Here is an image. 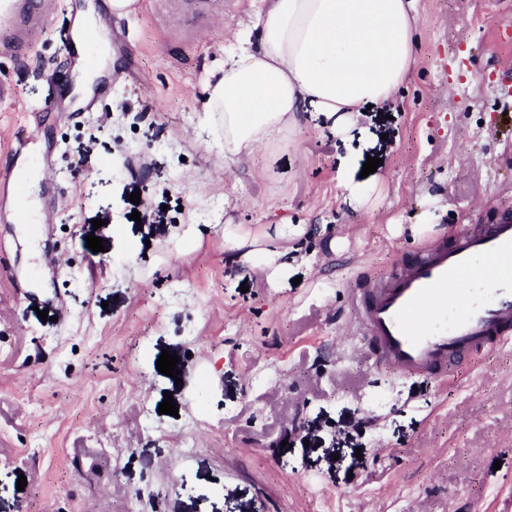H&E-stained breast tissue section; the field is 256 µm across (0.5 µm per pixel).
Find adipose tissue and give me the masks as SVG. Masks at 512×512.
<instances>
[{
  "label": "adipose tissue",
  "instance_id": "ef3b65f1",
  "mask_svg": "<svg viewBox=\"0 0 512 512\" xmlns=\"http://www.w3.org/2000/svg\"><path fill=\"white\" fill-rule=\"evenodd\" d=\"M417 2L260 0L204 85L203 122L221 132L225 160L248 161L295 133L307 109L341 133L362 106L394 101L413 73ZM224 249L268 281L288 272L287 250L237 225H225Z\"/></svg>",
  "mask_w": 512,
  "mask_h": 512
}]
</instances>
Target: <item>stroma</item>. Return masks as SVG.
Instances as JSON below:
<instances>
[{
  "label": "stroma",
  "mask_w": 512,
  "mask_h": 512,
  "mask_svg": "<svg viewBox=\"0 0 512 512\" xmlns=\"http://www.w3.org/2000/svg\"><path fill=\"white\" fill-rule=\"evenodd\" d=\"M89 3L112 24L111 86L69 112L62 59ZM259 6L142 0L119 20L55 0L25 39L0 28V185L17 140L48 158L30 194L50 237L0 220V512H512V344L457 381L406 377L375 364L351 307L357 283L512 206V0H419L394 103L341 135L306 112L228 167L203 86ZM340 174L367 195L344 200ZM282 216L302 234L273 286L229 261L224 225L272 242ZM168 393L178 416L158 411Z\"/></svg>",
  "instance_id": "1"
}]
</instances>
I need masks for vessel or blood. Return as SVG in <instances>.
I'll use <instances>...</instances> for the list:
<instances>
[{
  "label": "vessel or blood",
  "mask_w": 512,
  "mask_h": 512,
  "mask_svg": "<svg viewBox=\"0 0 512 512\" xmlns=\"http://www.w3.org/2000/svg\"><path fill=\"white\" fill-rule=\"evenodd\" d=\"M39 20L27 0H0V26L16 36ZM354 308L377 362L449 380L512 341V222L424 245L386 280L355 287Z\"/></svg>",
  "instance_id": "b4317fda"
}]
</instances>
